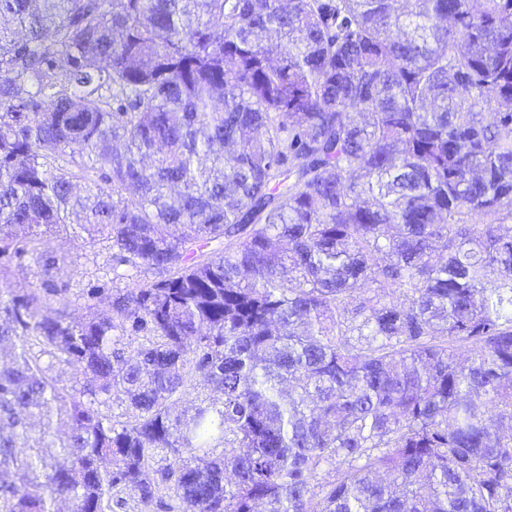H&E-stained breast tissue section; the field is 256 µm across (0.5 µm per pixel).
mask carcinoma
<instances>
[{
	"mask_svg": "<svg viewBox=\"0 0 512 512\" xmlns=\"http://www.w3.org/2000/svg\"><path fill=\"white\" fill-rule=\"evenodd\" d=\"M458 3L0 0V256L74 216L125 282L0 266V512H512V0Z\"/></svg>",
	"mask_w": 512,
	"mask_h": 512,
	"instance_id": "1",
	"label": "carcinoma"
}]
</instances>
